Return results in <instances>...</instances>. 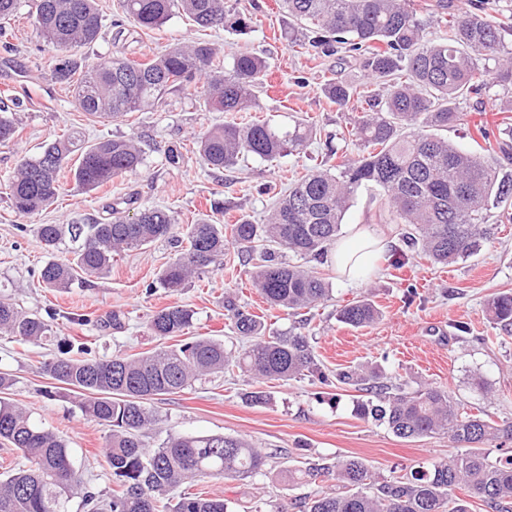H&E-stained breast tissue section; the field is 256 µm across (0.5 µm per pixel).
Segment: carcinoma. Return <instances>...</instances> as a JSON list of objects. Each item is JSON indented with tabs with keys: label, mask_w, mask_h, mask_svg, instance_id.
<instances>
[{
	"label": "carcinoma",
	"mask_w": 512,
	"mask_h": 512,
	"mask_svg": "<svg viewBox=\"0 0 512 512\" xmlns=\"http://www.w3.org/2000/svg\"><path fill=\"white\" fill-rule=\"evenodd\" d=\"M280 2L295 25L315 33L310 47L325 56L338 50L348 53L370 81L387 84L389 92L381 98L367 84L327 80L324 92L332 103H358V116L341 140L354 138L362 155L336 174L319 166L308 169L288 185L262 224L243 217L229 228L205 219L187 225L188 247L162 270L160 286L177 291L193 277L223 269L229 242L247 253L261 242L260 261L251 277L262 298L288 312L314 308L329 298V284L312 269L279 260L276 249L321 257L336 242L355 192L368 184L379 187L384 205L400 223L412 227L407 243L417 256L447 265L477 254L490 237V210L512 207V175L502 165L512 160V144H499L498 159L463 150L436 131L465 120L466 114L455 107L458 98L482 94L492 80L512 82V49L505 50L512 21L450 12L446 0H436V21L446 32L430 43L423 40L424 23L412 0ZM120 7L144 28L159 27L178 11L201 28L221 26L238 34L250 29L229 0H120ZM35 25L58 51L54 78L73 84L76 106L92 118L117 121L154 108L168 93L189 89L200 94L208 111L250 112L268 69L266 59L248 49L237 53L228 67L212 44L195 41L170 47L146 62L100 57L84 65L76 79L79 65L70 49L96 40L104 26L96 0H37ZM484 60L495 61V70L482 64ZM17 133L13 119L0 113V143L12 142ZM316 137L317 127L306 120L287 130L267 122L224 123L200 137L199 153L206 167L224 169L249 154L264 160L299 154ZM142 164L143 151L133 138L89 144L73 130L22 159L8 195L16 212L30 217L58 198L67 167L79 186L93 190L137 172ZM111 215L99 224L38 225V236L48 247L57 246L67 234L80 241L73 260L49 261L40 269L45 287L68 288L79 278L109 270L114 253L173 238L175 221L163 209L143 208L129 217L114 205ZM225 309L234 332L250 339L241 350L200 337L97 359L80 343L76 355L63 352L45 362L44 371L53 380L81 394V413L110 428L105 456L112 492L106 499L84 490L83 474L65 440L33 424L26 409L6 397L14 379L0 371V441L26 460L0 480V512H68L76 497L83 512H232L224 498L171 497L169 492L197 477L260 475L266 456L248 441L224 435L170 434L160 446L148 448L142 431L155 417L147 401L181 392L200 377L229 367L261 380L288 381L314 372L324 381L328 376L316 361L310 337L269 333L261 316L230 299ZM487 309L494 323L512 325V294L492 297ZM193 316L184 306H166L152 314L148 330L161 339L179 337ZM381 316L366 297L336 309L338 322L357 329ZM51 331L43 317L0 299L1 336L42 342L51 338ZM381 376L369 364L336 373L337 383L361 392L356 416L387 425L401 439L444 435L461 452L389 480L379 478L361 458H343L334 465L339 491L304 498L300 512H467L465 502L453 497L460 486L491 512H512V455L492 460L485 451L496 440L512 439V421L497 423L468 413L440 386L391 392ZM325 470L308 462L288 478L313 479Z\"/></svg>",
	"instance_id": "cac0c4a2"
}]
</instances>
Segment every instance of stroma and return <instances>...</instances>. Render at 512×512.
<instances>
[{
	"mask_svg": "<svg viewBox=\"0 0 512 512\" xmlns=\"http://www.w3.org/2000/svg\"><path fill=\"white\" fill-rule=\"evenodd\" d=\"M231 3L250 17L247 34L221 27L201 31L178 12L162 27L146 29L126 18L119 0H97L108 24L94 43L74 48L72 54L82 64L113 55L141 61L198 39L214 44L227 58L249 49L265 57L270 68L255 109L208 112L201 110L195 94L180 91L165 95L152 110L101 122L78 111L70 87L54 79L56 51L33 24L35 0H17V11L0 38V106L8 108L20 131L15 141L0 144V297L43 316L54 313L55 318L53 338L44 344L0 337V371L15 380L10 390L13 402L67 442L87 490L110 493L112 476L103 453L108 427L82 415L76 395L43 372V361L56 354L63 341L90 342L100 358L162 347L163 339L149 333L147 322L154 311L170 305L193 310L191 335L213 337L226 348L241 349L246 341L233 333L225 317L224 295L233 293L239 304L262 316L271 331L311 336L328 381L310 374L286 382L257 380L230 368L183 392L150 401L156 423L142 439L151 448L171 433L245 439L268 456L262 475L232 481L206 478L182 485V492L226 498L233 512H299L304 496L336 488L331 473L311 484L289 483L286 472L300 460L332 466L337 459L357 456L387 479L431 466L455 452L447 437L407 441L385 425L355 416L357 391L334 379L341 368L376 364L387 383H403L411 390L432 383L448 388L467 412L479 411L497 422L512 420V332L494 324L487 313L490 298L512 293V223L493 222L490 240L475 256L448 266L417 257L397 267L392 255L404 249L408 227L397 222L374 188L360 187L343 224L389 229V251L380 256L376 274L355 282L340 280L330 262L311 261L332 292L324 304L296 316L262 301L251 279L257 254L233 245L226 250L222 270L192 280L177 292L158 283L160 271L180 254L179 247L167 240L115 254L106 275L75 282L66 290L44 288L38 281L41 267L72 258L76 244L66 240L45 248L37 225L102 222L113 202L122 199L130 214L143 207L171 210L179 232L208 215L230 225L246 213L259 224L276 194L285 191L303 168L320 161L336 172L359 155L356 143L335 137L336 131L349 127L356 106H336L326 97L324 85L337 76L359 85L366 81L364 72L344 54L323 56L311 47L291 45V21L277 0ZM508 107L512 83H493L481 97L460 102L466 122L449 126L442 135L456 146L473 148L469 128L483 121L490 131L488 145L496 147L501 139H512V116L504 113ZM299 118L313 119L321 131L306 153L271 161L248 156L224 170L202 163L197 138L214 124L267 121L285 128ZM71 127L89 142L135 138L145 151L140 173L93 191L68 182L47 209L32 217L19 216L5 193L15 168ZM171 148L179 153L173 163L166 158ZM363 296L381 309V318L360 329L337 322V307ZM458 323L466 325V332L455 331ZM257 390L266 393L265 404L255 406L246 400L247 392Z\"/></svg>",
	"mask_w": 512,
	"mask_h": 512,
	"instance_id": "stroma-1",
	"label": "stroma"
}]
</instances>
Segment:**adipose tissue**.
I'll return each mask as SVG.
<instances>
[{"mask_svg": "<svg viewBox=\"0 0 512 512\" xmlns=\"http://www.w3.org/2000/svg\"><path fill=\"white\" fill-rule=\"evenodd\" d=\"M388 246V238L376 225L356 224L348 237L337 242L328 259L341 280L353 282L375 271Z\"/></svg>", "mask_w": 512, "mask_h": 512, "instance_id": "obj_1", "label": "adipose tissue"}]
</instances>
